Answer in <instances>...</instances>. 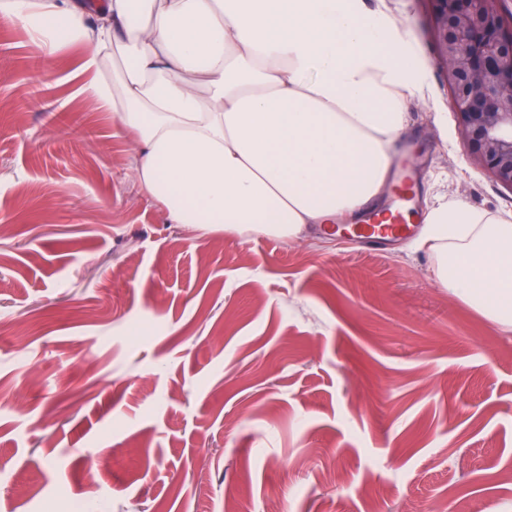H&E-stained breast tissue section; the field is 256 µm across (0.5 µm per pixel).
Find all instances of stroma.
I'll list each match as a JSON object with an SVG mask.
<instances>
[{"instance_id":"stroma-1","label":"stroma","mask_w":512,"mask_h":512,"mask_svg":"<svg viewBox=\"0 0 512 512\" xmlns=\"http://www.w3.org/2000/svg\"><path fill=\"white\" fill-rule=\"evenodd\" d=\"M426 65L415 210L512 215L467 157L430 0H367ZM0 24V512H512V327L434 252L171 223L127 139Z\"/></svg>"}]
</instances>
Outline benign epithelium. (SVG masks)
Wrapping results in <instances>:
<instances>
[{
    "label": "benign epithelium",
    "mask_w": 512,
    "mask_h": 512,
    "mask_svg": "<svg viewBox=\"0 0 512 512\" xmlns=\"http://www.w3.org/2000/svg\"><path fill=\"white\" fill-rule=\"evenodd\" d=\"M468 158L512 190V18L492 0H432Z\"/></svg>",
    "instance_id": "1"
}]
</instances>
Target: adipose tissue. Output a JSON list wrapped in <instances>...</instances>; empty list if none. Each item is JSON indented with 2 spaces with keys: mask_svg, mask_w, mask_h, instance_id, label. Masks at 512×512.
<instances>
[{
  "mask_svg": "<svg viewBox=\"0 0 512 512\" xmlns=\"http://www.w3.org/2000/svg\"><path fill=\"white\" fill-rule=\"evenodd\" d=\"M46 59L85 50L84 90L130 138L172 223L297 240L378 203L424 65L365 0H0ZM438 282L512 325V221L430 208Z\"/></svg>",
  "mask_w": 512,
  "mask_h": 512,
  "instance_id": "1",
  "label": "adipose tissue"
}]
</instances>
